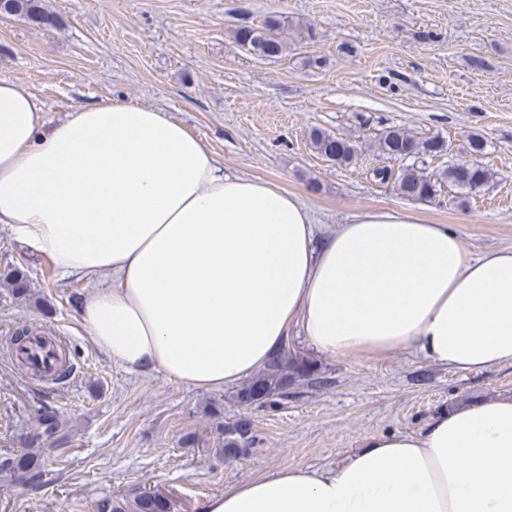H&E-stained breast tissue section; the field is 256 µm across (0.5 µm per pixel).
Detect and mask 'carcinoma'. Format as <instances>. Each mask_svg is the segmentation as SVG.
I'll return each instance as SVG.
<instances>
[{
	"label": "carcinoma",
	"mask_w": 512,
	"mask_h": 512,
	"mask_svg": "<svg viewBox=\"0 0 512 512\" xmlns=\"http://www.w3.org/2000/svg\"><path fill=\"white\" fill-rule=\"evenodd\" d=\"M9 15L23 16L36 25L52 26L55 18L42 6V0H7ZM288 27L287 18L281 15L267 16L262 28L241 26L234 33V39L241 47L254 52L259 57L278 58L287 51V43L282 39ZM312 148L322 157L340 165H350L358 159L361 148L349 138L333 135L320 129L310 134ZM378 154L387 160L401 163L397 171L389 166L372 170L373 177L381 183L394 180L399 194L411 200H429L441 193L444 187H455L468 193L480 190L493 173L479 165L468 168L462 163H452L444 168L429 170V162L448 155V141L434 135L417 138L400 127H388L380 133L375 142ZM0 280L9 288L13 298L28 300L31 296L27 271L21 267H6ZM32 333L29 329L18 328L12 334L9 345L11 351L28 350ZM52 347L53 356L59 365L57 378L66 377L74 368L71 352L67 346L52 339L45 340ZM319 369L315 361L288 351L273 357L257 375L248 380L236 391V402L241 406H273L275 400L288 396V388L300 381H313ZM37 427L28 436L29 448L18 455H6L0 459V467L14 464L34 478L41 475L40 445L55 438L62 429L58 414L51 407L37 411ZM221 455L235 458L247 451L256 441L252 423L239 419L232 424L222 425ZM172 500L159 490H150L132 498H105L95 505V512H173Z\"/></svg>",
	"instance_id": "carcinoma-1"
}]
</instances>
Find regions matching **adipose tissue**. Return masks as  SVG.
Returning a JSON list of instances; mask_svg holds the SVG:
<instances>
[{"mask_svg":"<svg viewBox=\"0 0 512 512\" xmlns=\"http://www.w3.org/2000/svg\"><path fill=\"white\" fill-rule=\"evenodd\" d=\"M45 111L0 79V224L63 276L108 275L79 321L125 370L221 390L292 329L326 357L512 363V249L471 255L447 225L393 209L321 239L296 194L225 172L163 109L115 99L51 127ZM202 512H512V395L371 436L334 470L238 483Z\"/></svg>","mask_w":512,"mask_h":512,"instance_id":"ef3b65f1","label":"adipose tissue"}]
</instances>
